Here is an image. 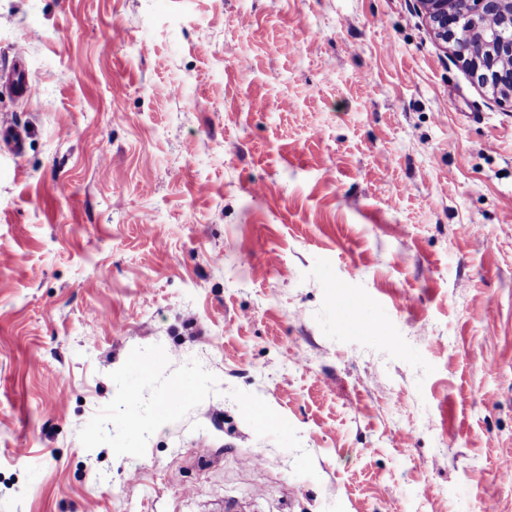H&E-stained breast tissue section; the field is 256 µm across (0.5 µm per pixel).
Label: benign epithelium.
<instances>
[{
	"label": "benign epithelium",
	"mask_w": 512,
	"mask_h": 512,
	"mask_svg": "<svg viewBox=\"0 0 512 512\" xmlns=\"http://www.w3.org/2000/svg\"><path fill=\"white\" fill-rule=\"evenodd\" d=\"M460 12L448 8V0H423L434 34L445 43H452L460 61L480 82L499 95L502 103L512 107V67L500 61L512 59V0H461ZM502 22L495 35L496 51L482 42L467 45L469 31L481 28L487 21Z\"/></svg>",
	"instance_id": "1"
}]
</instances>
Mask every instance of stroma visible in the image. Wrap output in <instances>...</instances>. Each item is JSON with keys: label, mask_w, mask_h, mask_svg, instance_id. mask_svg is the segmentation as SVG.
I'll return each mask as SVG.
<instances>
[{"label": "stroma", "mask_w": 512, "mask_h": 512, "mask_svg": "<svg viewBox=\"0 0 512 512\" xmlns=\"http://www.w3.org/2000/svg\"><path fill=\"white\" fill-rule=\"evenodd\" d=\"M19 47L0 512H512V109L420 0H0ZM0 85L18 101H29L36 96V85L29 75L25 53L17 50L11 68L0 74Z\"/></svg>", "instance_id": "obj_1"}]
</instances>
